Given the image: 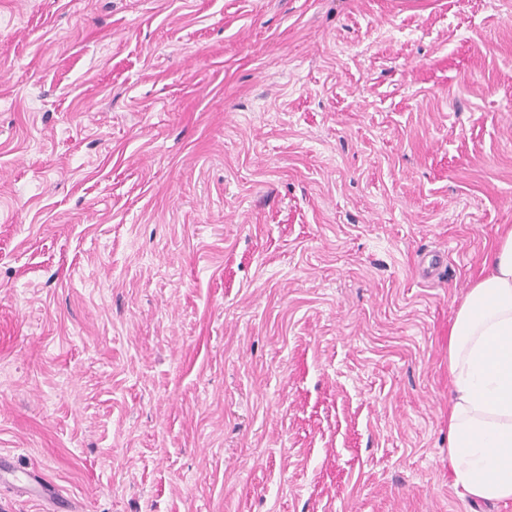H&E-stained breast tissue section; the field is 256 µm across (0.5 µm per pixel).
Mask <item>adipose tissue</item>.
Returning <instances> with one entry per match:
<instances>
[{"label": "adipose tissue", "mask_w": 512, "mask_h": 512, "mask_svg": "<svg viewBox=\"0 0 512 512\" xmlns=\"http://www.w3.org/2000/svg\"><path fill=\"white\" fill-rule=\"evenodd\" d=\"M448 374L454 488L475 500H512V229L499 236L456 310Z\"/></svg>", "instance_id": "adipose-tissue-1"}]
</instances>
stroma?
I'll return each mask as SVG.
<instances>
[{
	"label": "stroma",
	"instance_id": "1",
	"mask_svg": "<svg viewBox=\"0 0 512 512\" xmlns=\"http://www.w3.org/2000/svg\"><path fill=\"white\" fill-rule=\"evenodd\" d=\"M512 226V0H0V512H512L448 329Z\"/></svg>",
	"mask_w": 512,
	"mask_h": 512
}]
</instances>
